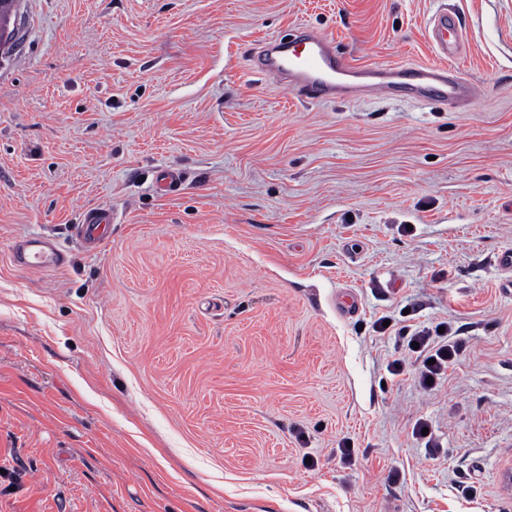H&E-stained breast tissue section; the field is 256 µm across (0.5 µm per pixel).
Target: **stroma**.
<instances>
[{
    "label": "stroma",
    "mask_w": 512,
    "mask_h": 512,
    "mask_svg": "<svg viewBox=\"0 0 512 512\" xmlns=\"http://www.w3.org/2000/svg\"><path fill=\"white\" fill-rule=\"evenodd\" d=\"M443 8L466 101L317 102L255 66L300 27L432 63ZM13 23L0 512H512V0H20ZM99 207L111 238L81 248ZM31 235L65 268L15 266ZM386 316L463 343L434 389L389 371ZM117 215L108 208H95L85 211L81 224H75V235L89 244L98 247L107 235L106 228L115 223Z\"/></svg>",
    "instance_id": "obj_1"
}]
</instances>
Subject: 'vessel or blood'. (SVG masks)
<instances>
[{
	"label": "vessel or blood",
	"instance_id": "obj_1",
	"mask_svg": "<svg viewBox=\"0 0 512 512\" xmlns=\"http://www.w3.org/2000/svg\"><path fill=\"white\" fill-rule=\"evenodd\" d=\"M457 28L456 17L447 11H440L432 18L431 44L442 62L415 67L414 81L407 85L412 98L423 100L433 92L445 101L469 97V81L443 64L452 55L448 36ZM257 60L265 76L320 102L354 97L364 91L388 92L403 85L401 67L352 64L339 56L325 37L308 28L299 29L291 41L266 39L257 51ZM115 219V213L107 208L85 211L81 223L75 227L76 235L86 243L100 244ZM12 257L20 266L40 270L58 269L65 263V256L55 241L43 235L15 241Z\"/></svg>",
	"mask_w": 512,
	"mask_h": 512
}]
</instances>
